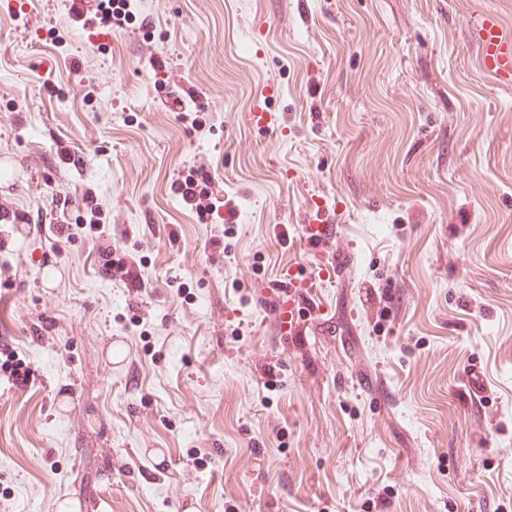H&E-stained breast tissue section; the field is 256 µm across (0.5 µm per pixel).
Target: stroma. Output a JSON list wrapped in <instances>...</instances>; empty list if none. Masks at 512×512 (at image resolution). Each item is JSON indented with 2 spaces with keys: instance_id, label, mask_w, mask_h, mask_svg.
Wrapping results in <instances>:
<instances>
[{
  "instance_id": "obj_1",
  "label": "stroma",
  "mask_w": 512,
  "mask_h": 512,
  "mask_svg": "<svg viewBox=\"0 0 512 512\" xmlns=\"http://www.w3.org/2000/svg\"><path fill=\"white\" fill-rule=\"evenodd\" d=\"M67 8H0V512H512V86L473 24L512 0ZM193 165L232 223L171 194ZM96 7L93 17L87 22L91 26L102 28L123 27L132 14L129 0H95ZM277 291L282 294L280 300V316L283 324L288 323L289 330L295 327L296 324V307L299 304L301 289L307 288L306 282L298 280L291 275L284 276L281 280L275 284ZM288 313L290 319L288 321L283 320L284 314Z\"/></svg>"
}]
</instances>
